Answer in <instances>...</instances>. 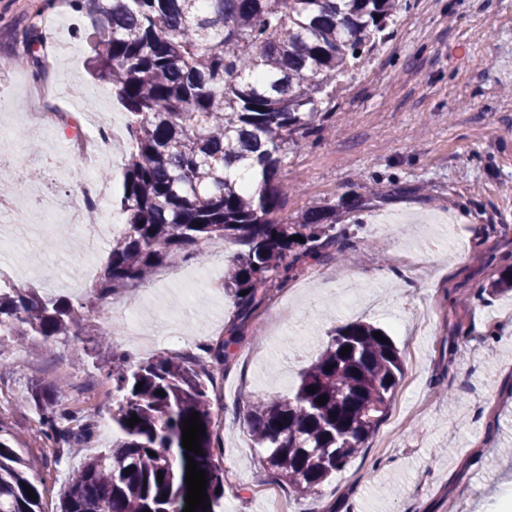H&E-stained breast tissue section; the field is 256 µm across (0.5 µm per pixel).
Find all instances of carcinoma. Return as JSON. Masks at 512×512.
<instances>
[{"label": "carcinoma", "mask_w": 512, "mask_h": 512, "mask_svg": "<svg viewBox=\"0 0 512 512\" xmlns=\"http://www.w3.org/2000/svg\"><path fill=\"white\" fill-rule=\"evenodd\" d=\"M72 2L96 21L88 68L112 83L133 142L119 199L126 223L112 237L93 297L102 301L141 284L172 256L214 239L244 249L224 273L234 318L224 336L204 344V357L136 362L114 352L103 361L117 437L75 471L59 512H183L182 425L193 412L205 429L193 459L206 473L210 501L197 512H216L224 497V445L209 391L215 373L230 369L258 310L297 265L341 261L357 248L345 236L336 241L333 214L324 209L305 212L298 223L279 216L280 164L288 146L311 132L329 90L384 38L403 0ZM239 163L254 169V182L226 176ZM331 246L338 247L334 255ZM82 321L70 300L0 285V340L76 336ZM379 331L364 321L334 328L293 392L246 404L244 422L274 480L300 497L316 494L363 455L391 409L403 362L394 341L372 336ZM345 347L351 351L340 354ZM30 396L45 443L90 433L77 405L38 387ZM134 415L140 422L131 427ZM51 465L45 456L35 467L0 426V512H44Z\"/></svg>", "instance_id": "1"}]
</instances>
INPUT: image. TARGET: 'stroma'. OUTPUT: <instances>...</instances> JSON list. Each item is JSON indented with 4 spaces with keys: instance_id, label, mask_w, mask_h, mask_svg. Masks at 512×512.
Wrapping results in <instances>:
<instances>
[{
    "instance_id": "1",
    "label": "stroma",
    "mask_w": 512,
    "mask_h": 512,
    "mask_svg": "<svg viewBox=\"0 0 512 512\" xmlns=\"http://www.w3.org/2000/svg\"><path fill=\"white\" fill-rule=\"evenodd\" d=\"M45 0H0V125L24 126L19 107L35 83L27 59L30 29L61 48L59 66L83 101L51 99L45 108L72 112L83 105L102 117H123L108 81L91 79L93 30L86 12L54 23ZM512 0H410L389 38L353 74L342 78L299 146L289 148L278 179L282 214L296 221L313 208L336 212L337 234H355L354 262L333 260L297 266L277 303H265L249 327L231 370L211 391L214 421L224 440V460L235 475L224 478L223 512H273L261 487L272 484L259 449L240 415L252 396L292 389L301 371L322 351L332 328L366 321L389 332L404 356L393 406L402 424L385 421L353 459L320 488L300 498L278 486L290 512H497L512 496V292L480 295L512 254ZM67 127H45L37 152L20 148L0 161V194L40 221L41 202L66 196L79 162L66 152ZM131 136L121 129L115 163L104 164L107 194L97 223L119 216L122 162ZM395 225L392 234L380 232ZM78 233L64 211H55L41 244L16 238L0 222V269L20 286L54 288L70 296L71 273L87 264L102 268L107 250L73 251ZM241 247L225 241L169 259L167 268L216 265L215 283L186 294L159 277L139 287L143 329L155 343L139 360L182 357L188 350L163 339L176 329L195 339L206 327L223 334L235 308L224 293V271ZM81 335L42 341L21 336L0 346V386L11 400L0 425L18 439L25 457L43 453L32 386L69 398L96 390L105 397L89 420L111 415L112 384L99 368L122 335L104 336L96 321L100 301L89 294ZM97 433L79 446L57 444L58 464L47 482L46 512H55L68 479L86 458L110 447Z\"/></svg>"
}]
</instances>
